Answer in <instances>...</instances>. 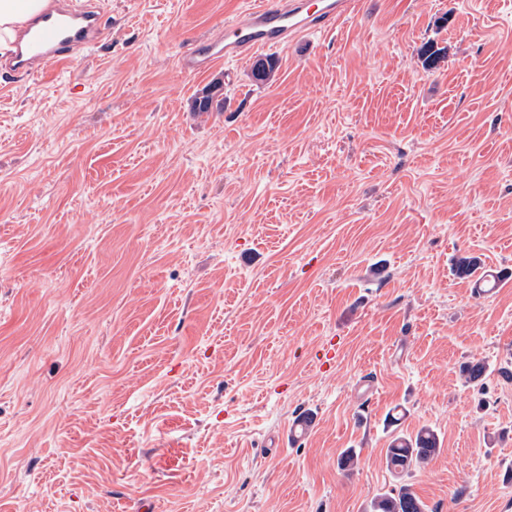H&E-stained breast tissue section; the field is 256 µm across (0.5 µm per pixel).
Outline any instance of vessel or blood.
<instances>
[{
    "label": "vessel or blood",
    "mask_w": 512,
    "mask_h": 512,
    "mask_svg": "<svg viewBox=\"0 0 512 512\" xmlns=\"http://www.w3.org/2000/svg\"><path fill=\"white\" fill-rule=\"evenodd\" d=\"M355 6L356 0H263L260 7L225 20L195 40L183 53L181 68L197 73L220 61L242 59L310 32L333 29ZM104 35L100 15L83 0L64 7L55 4L18 34L9 64L30 77H47L69 65L75 51L93 47Z\"/></svg>",
    "instance_id": "1"
}]
</instances>
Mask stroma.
I'll return each mask as SVG.
<instances>
[{"mask_svg":"<svg viewBox=\"0 0 512 512\" xmlns=\"http://www.w3.org/2000/svg\"><path fill=\"white\" fill-rule=\"evenodd\" d=\"M92 2L53 81L0 51V512H512V0H360L195 75L259 0ZM440 439L435 430L423 427L414 436L395 438L386 452L387 467L391 472L403 474L412 467L428 464L440 451ZM369 512H425L426 505L407 484L374 497Z\"/></svg>","mask_w":512,"mask_h":512,"instance_id":"1","label":"stroma"}]
</instances>
